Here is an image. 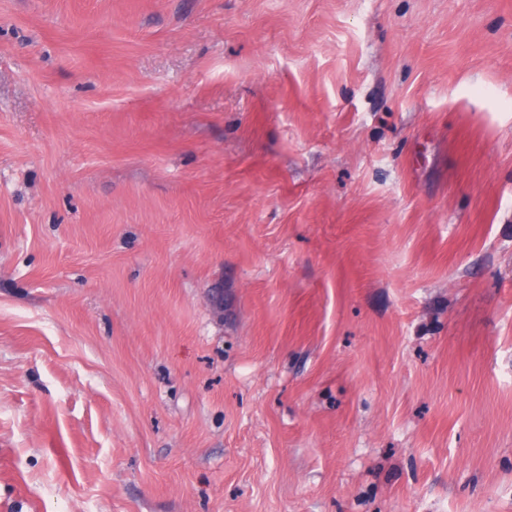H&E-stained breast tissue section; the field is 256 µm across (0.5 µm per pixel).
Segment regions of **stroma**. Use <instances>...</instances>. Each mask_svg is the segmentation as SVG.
Instances as JSON below:
<instances>
[{
    "mask_svg": "<svg viewBox=\"0 0 512 512\" xmlns=\"http://www.w3.org/2000/svg\"><path fill=\"white\" fill-rule=\"evenodd\" d=\"M0 512H512V0H0Z\"/></svg>",
    "mask_w": 512,
    "mask_h": 512,
    "instance_id": "35a3bbf8",
    "label": "stroma"
}]
</instances>
